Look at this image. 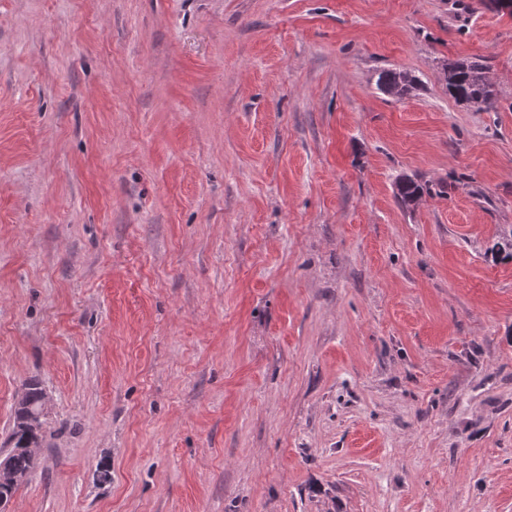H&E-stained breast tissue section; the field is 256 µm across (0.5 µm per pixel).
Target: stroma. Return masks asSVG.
<instances>
[{"label":"stroma","mask_w":512,"mask_h":512,"mask_svg":"<svg viewBox=\"0 0 512 512\" xmlns=\"http://www.w3.org/2000/svg\"><path fill=\"white\" fill-rule=\"evenodd\" d=\"M511 229L484 0H0L4 512H512ZM487 67L479 61H448L444 80L448 95L457 102L491 108L496 101L494 84L486 78ZM415 79L406 72L384 70L378 74L377 86L384 93H400L414 88ZM45 397L36 382L26 385L15 408L10 439L13 448L9 451V471L0 473V504L12 498L16 490L37 469L38 459L33 450L41 440L45 423Z\"/></svg>","instance_id":"obj_1"}]
</instances>
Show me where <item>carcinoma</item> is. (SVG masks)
Wrapping results in <instances>:
<instances>
[{
  "label": "carcinoma",
  "mask_w": 512,
  "mask_h": 512,
  "mask_svg": "<svg viewBox=\"0 0 512 512\" xmlns=\"http://www.w3.org/2000/svg\"><path fill=\"white\" fill-rule=\"evenodd\" d=\"M487 67L478 61H450L444 68L448 95L457 102L490 108L496 101L494 84L486 78ZM377 86L387 94L414 88L415 79L406 72L384 70L378 74ZM431 188L412 179L397 183V197L405 205L416 202ZM45 397L36 382L26 385L15 408L10 439L8 472L0 473V501L8 502L16 490L37 469L38 459L33 450L42 437L45 423Z\"/></svg>",
  "instance_id": "cac0c4a2"
}]
</instances>
